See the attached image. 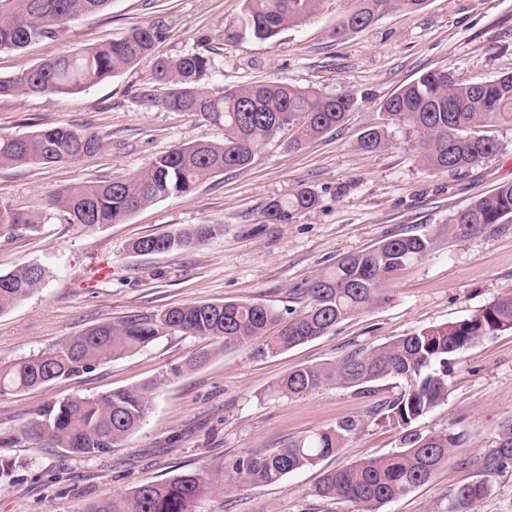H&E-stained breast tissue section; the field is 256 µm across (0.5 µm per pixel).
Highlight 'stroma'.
Returning a JSON list of instances; mask_svg holds the SVG:
<instances>
[{
	"label": "stroma",
	"mask_w": 512,
	"mask_h": 512,
	"mask_svg": "<svg viewBox=\"0 0 512 512\" xmlns=\"http://www.w3.org/2000/svg\"><path fill=\"white\" fill-rule=\"evenodd\" d=\"M353 5L322 0L303 25L260 41L239 33L242 0H112L102 13L65 23L57 40L0 51V77H7L135 26L162 32L151 56L85 91L0 97L2 132L20 136L67 124L103 140L99 153L68 163L0 168V209L43 214L37 229L0 230V273L30 264L50 272L40 288L0 313L2 365L54 349L91 326L181 304L260 301L296 314L307 303L304 288L343 256L395 237L433 240L424 258L387 282L390 302L278 354L224 350L173 333L80 376L0 398V464L9 471L0 481V512H86L150 481L189 471L224 474L237 456L287 447L346 419L357 428L336 454L272 485L215 491L198 512H355L350 502L320 498L314 488L325 470L400 448L404 429L391 418L389 403L406 380L330 386L301 397L278 393V381L296 367L333 364L351 350L470 317L512 292V222L448 229L457 211L512 183L511 125L492 128L496 155L461 170H427L418 136L396 127L388 128L384 147L358 146L382 101L422 73L445 69L470 83L512 72V0H427L419 11L388 12L336 37ZM190 53L212 59L215 88L281 82L348 92L356 106L336 130L299 149L290 144L291 130H281L249 167L211 177L189 197L164 200L92 233L70 224L51 204L70 185L124 179L179 145L223 141V126L142 95L154 83L156 59ZM304 187L315 193V207L288 224L266 223L269 201ZM186 224H220L224 233L188 250L138 255L129 249L136 239ZM200 350L210 351L209 360L189 367ZM142 385L154 388L150 412L107 454L86 459L17 435L28 414L45 404ZM510 419L512 331H506L456 355L446 401L412 427L450 430L463 440L427 483L382 512H452L457 490L482 479L483 457Z\"/></svg>",
	"instance_id": "obj_1"
}]
</instances>
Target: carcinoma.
Segmentation results:
<instances>
[{
	"mask_svg": "<svg viewBox=\"0 0 512 512\" xmlns=\"http://www.w3.org/2000/svg\"><path fill=\"white\" fill-rule=\"evenodd\" d=\"M112 0H0V50L22 51L54 40L61 26L81 16L105 11ZM322 0H243L240 30L259 40H273L283 30L311 18ZM427 0H356L336 35L369 26L392 9L418 11ZM161 31L134 27L119 38L85 47L71 54L45 59L11 77L0 78V97L30 93L70 94L115 76L137 64L153 49ZM214 69L210 57L198 53L160 59L155 84L165 93L146 88L142 96L179 112H196L224 126L221 143L194 142L154 157L124 180L76 184L53 199L85 232L125 221L138 210L170 197H188L204 180L228 169L248 166L274 135L296 130L294 143L320 137L340 125L354 109L349 94L326 95L277 83L237 88H211ZM384 125L368 128L360 146L375 150L385 145L387 126L409 127L421 135L420 156L429 170L448 171L475 165L498 151L491 128L512 123V73L493 80L460 84L445 69L427 72L405 84L381 104ZM93 131L56 126L27 135L0 134V167L66 163L99 149ZM315 194L302 188L270 201L269 224H288L296 214L312 208ZM512 215V184L498 187L455 213L451 226L459 230L490 227ZM37 212L0 209V227L34 230ZM222 232L217 224H190L160 236L138 239L137 254L203 245ZM432 239L406 236L388 239L348 255L312 281L305 293L306 310L287 318L262 302L188 303L151 315H132L118 323L93 326L49 352L21 357L0 365V396L23 392L61 378L86 373L103 360L141 349L164 334L224 343V348L256 345L277 353L316 339L339 322L388 300L383 284L404 266L429 252ZM47 270L31 265L0 274V312L25 299L46 280ZM512 330V292H507L472 316L445 325L420 329L380 347L358 349L331 366H303L291 370L277 384L278 391L302 396L322 385L362 386L390 376L406 379L408 387L391 403V417L405 428L402 446L385 456L364 458L351 466L325 473L316 491L325 498L353 503L357 512H380L394 498L428 481L448 462L450 448L460 435L452 431L423 433L412 422L444 401L454 357L487 336ZM151 386L116 390L98 398L73 397L43 406L19 428L80 457L106 454L135 432L152 402ZM355 429L346 420L334 429L314 432L286 448L265 454L246 453L229 468L230 481L187 472L159 483H145L108 497L85 512H197L211 491L272 484L284 476L315 465L342 447ZM512 467V419L503 423L497 445L484 458V479L461 486L454 512H472L488 491L492 477Z\"/></svg>",
	"mask_w": 512,
	"mask_h": 512,
	"instance_id": "cac0c4a2",
	"label": "carcinoma"
}]
</instances>
